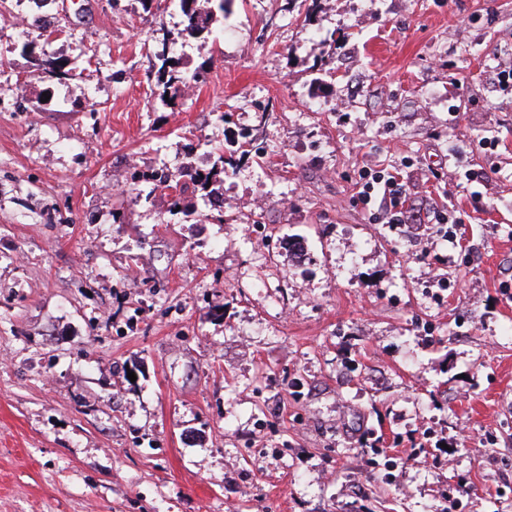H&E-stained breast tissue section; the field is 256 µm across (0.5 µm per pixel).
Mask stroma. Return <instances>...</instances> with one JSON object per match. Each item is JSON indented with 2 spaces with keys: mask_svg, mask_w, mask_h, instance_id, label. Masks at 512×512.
Returning <instances> with one entry per match:
<instances>
[{
  "mask_svg": "<svg viewBox=\"0 0 512 512\" xmlns=\"http://www.w3.org/2000/svg\"><path fill=\"white\" fill-rule=\"evenodd\" d=\"M49 9L0 0V512H512V0ZM222 150V221L128 191ZM199 1L201 0H177L182 16L183 30L191 36H198L205 32L209 34L211 32L209 25L216 11L223 18L226 17L225 5L230 0H203L211 4L206 10L197 6ZM165 63L158 71L157 83L163 87V96L168 95L169 99H176L182 95L188 81H201L204 78V72L195 71L188 75L179 70L174 64H169L168 58H164ZM166 64H169L166 67ZM369 177H371V181H366L360 192L361 201L367 204L372 199V194L381 195V201L385 202L390 208L391 216L387 224H404L401 219V209L403 204L402 198L405 197V193L401 184L394 180L393 177L384 179L380 175L371 176L365 174L364 178L369 179Z\"/></svg>",
  "mask_w": 512,
  "mask_h": 512,
  "instance_id": "obj_1",
  "label": "stroma"
}]
</instances>
